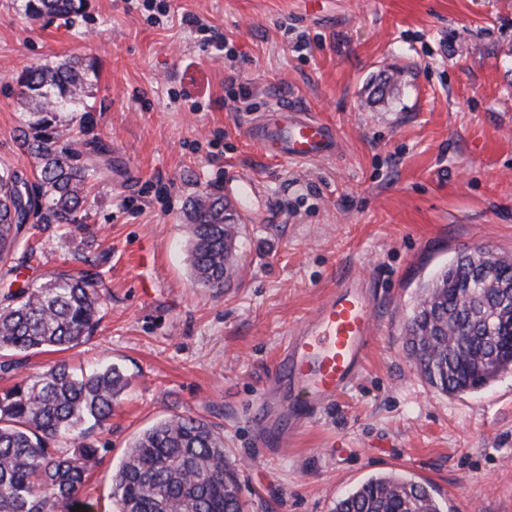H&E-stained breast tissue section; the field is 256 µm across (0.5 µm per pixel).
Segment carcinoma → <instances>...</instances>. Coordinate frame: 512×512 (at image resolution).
Here are the masks:
<instances>
[{
	"instance_id": "obj_1",
	"label": "carcinoma",
	"mask_w": 512,
	"mask_h": 512,
	"mask_svg": "<svg viewBox=\"0 0 512 512\" xmlns=\"http://www.w3.org/2000/svg\"><path fill=\"white\" fill-rule=\"evenodd\" d=\"M32 21L68 19L84 0H19ZM91 64L69 56L24 69L17 82L33 103L19 146L36 174L0 166V264L21 254L20 274L42 249L27 225L53 224L69 233L87 224L85 203L112 150L88 133L93 111L85 86ZM29 186L19 197L17 185ZM189 264L194 281L221 291L236 278L239 225L224 223V197L206 189L188 205ZM506 288L479 283L471 263L443 269L422 285L406 326L407 354L423 380L448 395L481 391L512 371V256L497 255ZM97 265L54 272L39 284L19 281L0 296V357L11 370L20 356L57 353L85 343L101 321ZM494 312L495 335L486 315ZM128 386L115 365L90 372L58 360L0 389V512H71L99 464L85 425H101ZM72 452L61 454L55 448ZM241 466L224 451V436L191 415L161 420L133 441L112 476L118 512H244ZM334 512H445L430 486L396 473L369 478L336 503Z\"/></svg>"
}]
</instances>
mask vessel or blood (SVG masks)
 <instances>
[{"instance_id": "b4317fda", "label": "vessel or blood", "mask_w": 512, "mask_h": 512, "mask_svg": "<svg viewBox=\"0 0 512 512\" xmlns=\"http://www.w3.org/2000/svg\"><path fill=\"white\" fill-rule=\"evenodd\" d=\"M247 131L271 159L321 161L336 150V133L309 113L280 106L250 122ZM372 304L363 288L346 281L291 334L276 361L268 396L279 399L290 429L335 401L359 376L374 337Z\"/></svg>"}]
</instances>
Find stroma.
Returning a JSON list of instances; mask_svg holds the SVG:
<instances>
[{"label":"stroma","instance_id":"35a3bbf8","mask_svg":"<svg viewBox=\"0 0 512 512\" xmlns=\"http://www.w3.org/2000/svg\"><path fill=\"white\" fill-rule=\"evenodd\" d=\"M152 2L86 0L82 15L33 23L0 0V164L30 169L18 75L69 55L94 66L91 136L127 164L124 183L103 173L85 231L41 233L44 254L21 274L39 283L100 263L101 323L65 357L115 364L130 386L90 431L101 461L83 512H112L126 448L184 414L223 433L248 512H333L390 471L430 484L446 512H512V372L448 396L405 347L423 282L478 246L512 255V0H172L160 25ZM186 13L222 33L229 56ZM231 76L251 111H236ZM279 105L333 126L334 156H263L246 127ZM232 168L258 195L241 220L239 275L216 293L193 281L184 212L200 190L223 193ZM355 277L378 330L359 379L288 449L259 444L261 390L290 331Z\"/></svg>","mask_w":512,"mask_h":512}]
</instances>
